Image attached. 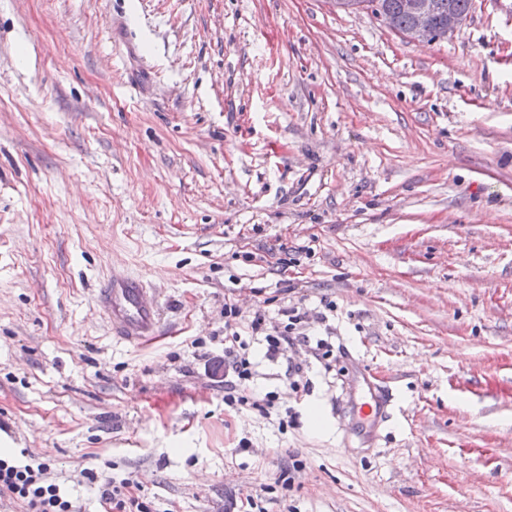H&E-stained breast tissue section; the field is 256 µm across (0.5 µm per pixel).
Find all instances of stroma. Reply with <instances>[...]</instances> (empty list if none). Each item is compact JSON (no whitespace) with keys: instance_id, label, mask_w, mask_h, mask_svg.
Listing matches in <instances>:
<instances>
[{"instance_id":"obj_1","label":"stroma","mask_w":512,"mask_h":512,"mask_svg":"<svg viewBox=\"0 0 512 512\" xmlns=\"http://www.w3.org/2000/svg\"><path fill=\"white\" fill-rule=\"evenodd\" d=\"M126 277L142 344L98 300ZM228 302L330 346L252 343L276 414L224 403ZM0 456L82 512L107 478L146 512H512V0L433 43L334 0H0ZM145 288L139 281L127 277L112 280L101 297V303L112 316L115 336L130 343H141L158 331L157 312L144 300Z\"/></svg>"}]
</instances>
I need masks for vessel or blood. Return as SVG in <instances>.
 <instances>
[{"mask_svg": "<svg viewBox=\"0 0 512 512\" xmlns=\"http://www.w3.org/2000/svg\"><path fill=\"white\" fill-rule=\"evenodd\" d=\"M144 294L140 282L127 277L113 281L101 297L116 335L130 343L143 342L158 330L157 312L145 302Z\"/></svg>", "mask_w": 512, "mask_h": 512, "instance_id": "b4317fda", "label": "vessel or blood"}]
</instances>
